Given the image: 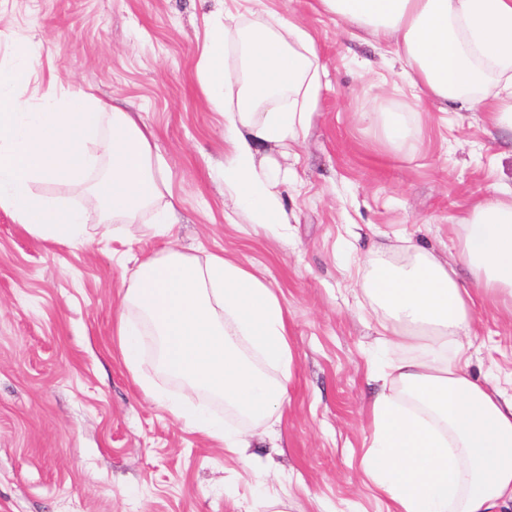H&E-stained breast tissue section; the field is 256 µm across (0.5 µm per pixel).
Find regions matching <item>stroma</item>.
Returning <instances> with one entry per match:
<instances>
[{
    "mask_svg": "<svg viewBox=\"0 0 512 512\" xmlns=\"http://www.w3.org/2000/svg\"><path fill=\"white\" fill-rule=\"evenodd\" d=\"M221 4L243 28L265 7L290 16L311 30L325 69L298 139L260 152L290 176L276 188L281 235L248 224L224 189V117L196 71L204 17ZM1 31L2 63L14 44L40 48L22 87L30 103L51 79L120 102L154 131L177 222L122 245L94 213L90 240L58 245L0 209V512H267L269 493L284 512H388L360 467L385 317L363 288L374 263L402 265L418 250L476 291L458 219L488 188L512 187V139L485 109L414 98L405 61L317 0H0ZM398 107L417 114L402 151L381 130ZM170 247L237 259L288 314V405L244 454L186 428L117 353L118 316L138 315L122 304L123 279L135 259ZM471 316L465 372L480 383L498 374L512 393V307L486 298Z\"/></svg>",
    "mask_w": 512,
    "mask_h": 512,
    "instance_id": "obj_1",
    "label": "stroma"
}]
</instances>
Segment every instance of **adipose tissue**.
I'll list each match as a JSON object with an SVG mask.
<instances>
[{
	"instance_id": "adipose-tissue-1",
	"label": "adipose tissue",
	"mask_w": 512,
	"mask_h": 512,
	"mask_svg": "<svg viewBox=\"0 0 512 512\" xmlns=\"http://www.w3.org/2000/svg\"><path fill=\"white\" fill-rule=\"evenodd\" d=\"M324 12L392 48L410 66V81L428 97L470 110L486 107L512 132V0H320ZM39 52H15L0 69V209L30 234L62 245L83 242L90 211L124 224L125 237L158 235L176 222L164 201L152 135L120 106L79 91L47 90L38 105L19 87ZM318 54L311 33L279 14L238 30L230 11L204 20L197 63L200 90L224 115V187L240 213L273 230L288 222L273 188L288 173L258 161L259 147L296 139L320 96ZM284 106L257 116L274 99ZM109 118L112 172L72 206L38 195L34 184L82 181L100 158L91 150ZM154 221L138 223L144 210ZM461 255L486 296L512 303V189L495 188L459 220ZM368 297L389 317L384 329L402 356L383 358L368 374L371 443L361 468L390 503V512H501L512 504V394L484 386L461 367L472 332L473 295L446 263L428 254L414 263L376 264ZM125 302L139 319L114 327L125 367L137 372L144 326L158 340L163 371L204 391L259 425L287 401L291 354L288 318L272 288L224 255L205 263L170 251L141 260ZM415 355H406V348ZM279 377H272L270 369ZM144 393L225 451L247 448L242 431L206 408L189 406L141 382ZM408 399L398 402L394 388Z\"/></svg>"
}]
</instances>
